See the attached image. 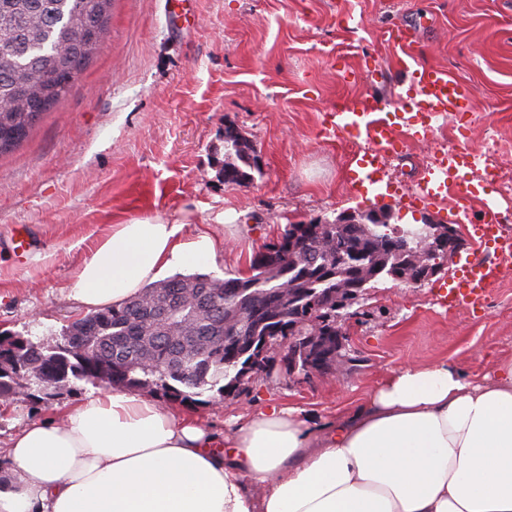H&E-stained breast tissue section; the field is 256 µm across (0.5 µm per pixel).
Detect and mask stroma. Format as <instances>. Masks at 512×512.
<instances>
[{
  "mask_svg": "<svg viewBox=\"0 0 512 512\" xmlns=\"http://www.w3.org/2000/svg\"><path fill=\"white\" fill-rule=\"evenodd\" d=\"M195 13L193 28L175 32L164 0H113L108 38L71 92L0 155V331L60 338L86 313L69 298V282L91 248L132 219L207 230L221 250L206 272L224 279L248 273L252 255L289 224L349 210H383L401 226L425 215L449 224L460 208V253L423 284L380 281L366 315L350 319L364 369L307 382L274 374L247 395L171 410L221 439L237 418L273 399L321 423L394 368L447 361L475 375L512 358V263L481 305L452 310L446 301L465 259L495 255L493 242L479 239L484 202H495L512 229V188L483 183L478 198L462 204L410 207L400 199L451 149L512 174V0H196ZM397 27L415 32L408 50L416 62L471 87L475 110L407 137L386 162L394 193H357L348 169L361 143L327 136V114L344 99L396 104L406 49L384 33ZM229 130L257 154L244 185L221 174ZM19 230L35 242L23 256L11 244ZM98 392L84 384L49 404L22 395L0 403V466L25 422L58 416Z\"/></svg>",
  "mask_w": 512,
  "mask_h": 512,
  "instance_id": "stroma-1",
  "label": "stroma"
}]
</instances>
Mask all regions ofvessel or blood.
Returning a JSON list of instances; mask_svg holds the SVG:
<instances>
[{
	"mask_svg": "<svg viewBox=\"0 0 512 512\" xmlns=\"http://www.w3.org/2000/svg\"><path fill=\"white\" fill-rule=\"evenodd\" d=\"M195 0H166L167 22L172 29H180L182 22L194 19ZM412 53H405L399 64L409 71L411 78L403 85L402 106L386 109L355 101L342 102L329 114L330 133H346L362 139L366 147L353 155L356 166L355 185L365 190L380 192L389 189L391 181L385 170L386 158L402 152L405 141L400 129L414 135L427 134L434 122L444 116H455L474 108L471 88L440 69L427 65H412ZM473 154L446 153L434 169L428 170L412 189L410 201L435 203L446 197L459 201L475 196L477 187L462 176L465 168L477 166ZM481 238L494 242L498 261L473 259L466 262L461 276L448 287V307L482 303L489 290L500 280L504 265L512 261V236L501 226V213L490 203L484 204L481 214Z\"/></svg>",
	"mask_w": 512,
	"mask_h": 512,
	"instance_id": "vessel-or-blood-1",
	"label": "vessel or blood"
}]
</instances>
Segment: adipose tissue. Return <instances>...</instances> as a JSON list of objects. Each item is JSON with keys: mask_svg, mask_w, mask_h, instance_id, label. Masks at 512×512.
Instances as JSON below:
<instances>
[{"mask_svg": "<svg viewBox=\"0 0 512 512\" xmlns=\"http://www.w3.org/2000/svg\"><path fill=\"white\" fill-rule=\"evenodd\" d=\"M154 218L118 225L71 296L99 310L166 269L213 263L205 230ZM0 512H512V360L463 376L405 366L334 419L277 402L217 443L155 400L99 392L10 440Z\"/></svg>", "mask_w": 512, "mask_h": 512, "instance_id": "adipose-tissue-1", "label": "adipose tissue"}]
</instances>
